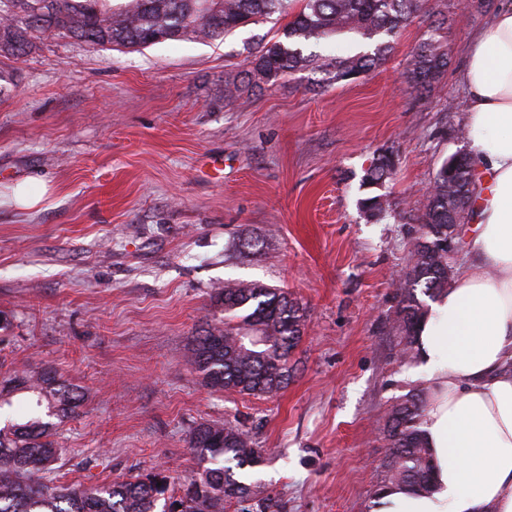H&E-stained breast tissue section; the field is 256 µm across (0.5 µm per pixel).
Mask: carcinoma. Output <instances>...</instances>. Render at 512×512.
<instances>
[{"label": "carcinoma", "instance_id": "obj_1", "mask_svg": "<svg viewBox=\"0 0 512 512\" xmlns=\"http://www.w3.org/2000/svg\"><path fill=\"white\" fill-rule=\"evenodd\" d=\"M0 0V57L18 59L34 41L51 33L74 38L92 48L140 49L166 40H217L241 25L274 15L289 16L273 42L251 48L252 79L276 83L287 73L313 66L330 79L353 80L385 60L391 38L425 8V0ZM351 35L368 44L355 54L315 63L304 46L312 41ZM448 67L447 53L434 36L413 51L408 82L419 92L437 82ZM393 152L374 159L367 180L379 183L394 173ZM477 182L466 153L443 162L435 189L420 217L411 265L399 288L395 328L401 356L414 358L420 323L427 304L416 291L435 298L451 283L448 225L469 216L468 202ZM371 220L386 217L377 196L361 200ZM215 302L224 311L221 324L194 337L191 366L213 388L257 397L273 396L288 386L289 359L306 323L304 307L281 288L234 281L217 289ZM32 389L47 402L48 412L73 413L82 396L51 371L21 374L0 382V395ZM424 390L412 391L388 409L381 427L388 447L387 481L413 495L433 492L432 454L419 420ZM197 470L179 481L150 471L102 486L57 485L53 474L63 449L53 426L36 417L8 431L0 430V512H224V501L252 500L254 484L239 479L235 469L255 467L261 449L248 432L231 424L202 423L189 435Z\"/></svg>", "mask_w": 512, "mask_h": 512}]
</instances>
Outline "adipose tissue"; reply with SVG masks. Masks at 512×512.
<instances>
[{
    "label": "adipose tissue",
    "instance_id": "obj_1",
    "mask_svg": "<svg viewBox=\"0 0 512 512\" xmlns=\"http://www.w3.org/2000/svg\"><path fill=\"white\" fill-rule=\"evenodd\" d=\"M460 80L477 233L416 339L435 490L385 487L372 512H512V4L472 37Z\"/></svg>",
    "mask_w": 512,
    "mask_h": 512
}]
</instances>
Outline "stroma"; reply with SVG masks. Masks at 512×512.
<instances>
[{
	"instance_id": "obj_1",
	"label": "stroma",
	"mask_w": 512,
	"mask_h": 512,
	"mask_svg": "<svg viewBox=\"0 0 512 512\" xmlns=\"http://www.w3.org/2000/svg\"><path fill=\"white\" fill-rule=\"evenodd\" d=\"M481 2L428 0L382 64L340 83L307 68L227 93L249 48L277 38L273 19L140 50L52 35L0 60L15 82L0 95V380L47 369L82 395L57 417L14 392L0 428L48 417L57 483L94 486L190 475V431L231 423L263 450L242 475L266 512H371L387 411L426 384L399 358L393 281L437 170L470 150L460 73L502 0ZM432 34L448 68L420 96L405 71ZM386 151L395 175L367 183ZM23 181L44 194L36 209L13 200ZM376 195L390 210L377 222L360 208ZM228 281L287 289L306 311L273 397L211 388L191 367Z\"/></svg>"
}]
</instances>
